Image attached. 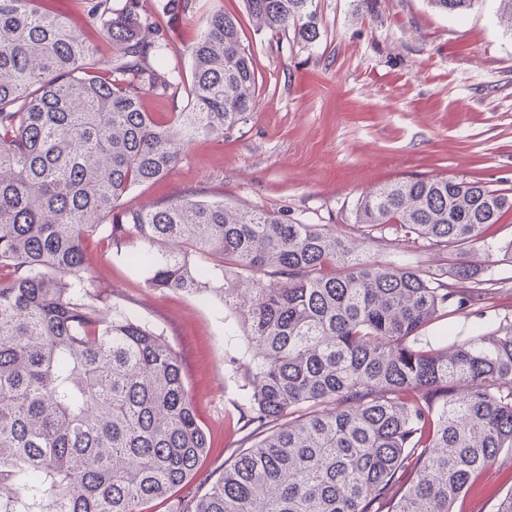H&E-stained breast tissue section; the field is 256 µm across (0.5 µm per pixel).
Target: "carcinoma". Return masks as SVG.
<instances>
[{
    "mask_svg": "<svg viewBox=\"0 0 512 512\" xmlns=\"http://www.w3.org/2000/svg\"><path fill=\"white\" fill-rule=\"evenodd\" d=\"M0 0V512H146L185 487L209 444L162 334L90 291L85 241L138 244L150 288L215 295L242 340L246 423L260 435L183 512H454L512 452V324L433 344L425 333L491 298L460 263L437 274L371 256L333 224L207 202L124 205L197 136L245 124L260 92L239 20L206 18L191 82L155 61L169 36L142 0ZM444 14L482 0H428ZM260 29L319 39L316 0H244ZM171 16L196 0H166ZM184 91L167 123L147 95ZM512 195L434 176L364 193L354 221L384 245L461 253ZM85 0H64L57 2L59 9L63 10L70 25L77 31L85 33L88 38L97 39V34L87 24Z\"/></svg>",
    "mask_w": 512,
    "mask_h": 512,
    "instance_id": "obj_1",
    "label": "carcinoma"
}]
</instances>
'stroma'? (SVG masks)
I'll list each match as a JSON object with an SVG mask.
<instances>
[{
    "label": "stroma",
    "mask_w": 512,
    "mask_h": 512,
    "mask_svg": "<svg viewBox=\"0 0 512 512\" xmlns=\"http://www.w3.org/2000/svg\"><path fill=\"white\" fill-rule=\"evenodd\" d=\"M163 0H146L170 34L157 65L190 77L189 47L216 7L235 15L249 43L262 94L247 125L224 138L201 137L177 167L133 189L126 206L149 211L196 193L287 214L307 224H333L362 242L354 206L366 191L417 177L447 176L512 192V28L499 0L463 15L433 10L427 0H316L321 36L312 44L256 30L243 0H199L194 15L171 19ZM493 238L465 255L425 242L370 243L372 255L397 265L452 270L460 261L497 282L499 293L435 325L436 340L494 330L512 317V215ZM136 247L98 235L85 247L98 306L116 302L156 327L177 353L210 451L195 482L223 472L253 433L240 415L247 404L234 361L241 341L219 298L152 289L130 260ZM512 493V459L483 473L457 512H497Z\"/></svg>",
    "instance_id": "stroma-1"
}]
</instances>
